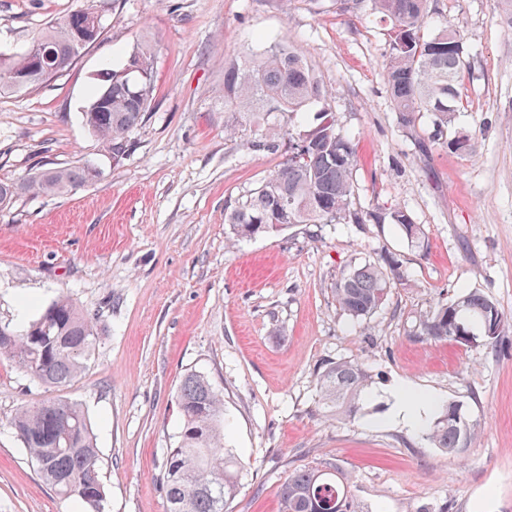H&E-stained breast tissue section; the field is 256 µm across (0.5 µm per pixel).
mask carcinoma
<instances>
[{
  "label": "carcinoma",
  "mask_w": 512,
  "mask_h": 512,
  "mask_svg": "<svg viewBox=\"0 0 512 512\" xmlns=\"http://www.w3.org/2000/svg\"><path fill=\"white\" fill-rule=\"evenodd\" d=\"M343 10L365 6L390 22V43L384 72L388 89L404 121L414 112H429L438 135L460 110L459 83L466 67L455 46L460 32L451 25L431 36L421 34L427 23V0H341ZM98 5L72 11L34 39L59 55L70 51L79 15L93 14ZM129 57L138 70L107 68L101 84L82 113L88 129L102 139L112 159L132 146L130 133L140 124L154 90V48L140 43ZM51 80L34 70L27 51L0 56V95L28 94ZM319 105L313 126L292 124L305 108ZM286 115L290 124L269 118ZM264 124L258 146L274 149L284 142L286 156L278 170L254 192L226 212L224 220L236 239L257 237L294 224H382L384 214L355 209L352 174L356 150L326 108V92L303 55L279 45L261 53L250 48L224 68V130L233 132L249 121ZM92 163L37 172L24 182L0 183V207L23 192L63 193L92 180ZM390 219L411 243L425 237L420 225L403 211ZM399 277L397 267L364 263L341 272L334 294L338 307L353 319L372 314ZM479 331L494 340L505 327L496 303L469 291L435 307L419 321V335L452 341L455 329ZM98 332L97 314L79 308L61 295L21 329L0 325V358L49 389L70 384L86 367ZM373 375L351 360L330 364L317 380L324 404L352 418L361 410ZM182 428L177 447L170 449L163 472L168 512H227L245 464L224 446V398L203 375L191 373L177 395ZM457 405L442 406L427 432L428 439L449 454L474 442L479 426L470 417L456 421ZM16 436L36 464L41 478L60 496L74 499L82 512H105L106 493L99 478V451L91 423L76 403L50 398L22 407L13 420ZM279 512H363L349 490V477L338 468L307 466L293 471L281 485Z\"/></svg>",
  "instance_id": "obj_1"
}]
</instances>
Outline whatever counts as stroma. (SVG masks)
Instances as JSON below:
<instances>
[{"instance_id": "stroma-1", "label": "stroma", "mask_w": 512, "mask_h": 512, "mask_svg": "<svg viewBox=\"0 0 512 512\" xmlns=\"http://www.w3.org/2000/svg\"><path fill=\"white\" fill-rule=\"evenodd\" d=\"M87 0H0V52L25 48ZM431 28L457 27L468 68L460 154L434 142L433 117L404 123L384 75L389 25L336 0H112L98 43L38 91L0 96V181L83 160L101 174L70 193L0 209V323L23 327L59 294L94 311L102 334L84 371L48 390L0 360V512H79L40 477L11 423L56 396L79 404L99 448L106 512H167L163 466L182 418L177 393L199 372L224 395V445L245 463L229 512H278L293 470L333 464L365 512H512V0H428ZM155 48L154 92L133 147L109 160L82 113L103 68ZM299 51L357 150L352 205L401 210L391 222L296 224L228 245L225 213L270 178L283 152L252 126L224 131V67L244 49ZM404 277L355 320L333 287L359 263ZM508 318L496 342L419 338L416 322L467 291ZM353 360L373 375L356 419L326 412L317 379ZM455 402L480 424L447 455L392 416L398 388ZM390 219L392 224H395L402 236H404L408 242L411 243H419L423 237H425V232L419 224H414L412 219L408 214L403 211L395 210L390 213Z\"/></svg>"}]
</instances>
